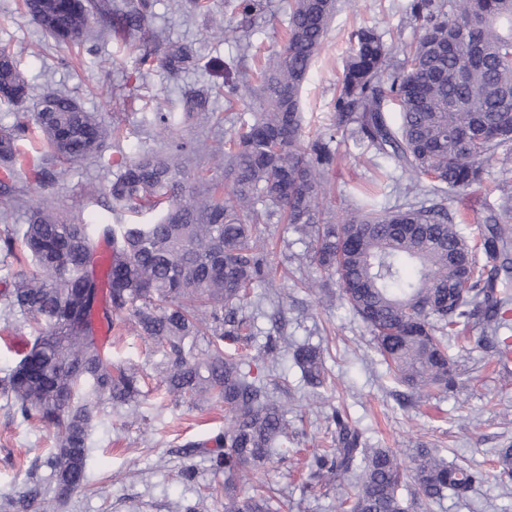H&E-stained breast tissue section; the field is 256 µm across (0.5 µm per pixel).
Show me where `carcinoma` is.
Masks as SVG:
<instances>
[{
    "label": "carcinoma",
    "mask_w": 512,
    "mask_h": 512,
    "mask_svg": "<svg viewBox=\"0 0 512 512\" xmlns=\"http://www.w3.org/2000/svg\"><path fill=\"white\" fill-rule=\"evenodd\" d=\"M37 24L61 44H77L98 17L107 33L138 38L161 48L160 64L175 72L198 66L192 50L150 25L151 0H23ZM225 39L241 46L238 27L193 0ZM250 16L264 0H236ZM338 0H288L283 49L253 65L224 62L227 103L248 99L251 120H242L224 143L203 159L190 143L174 137L179 121L156 112L153 124L163 147L138 156L113 175L112 211H155L147 224H92L78 214L61 216L54 199L28 206L18 235L0 238V255L39 274L15 273L10 312L35 332L30 348L0 377V396L22 421L57 431L42 464L50 469L58 498L86 482L88 431L100 405L131 403L141 395L133 365L115 364L100 345L102 327L127 315L161 352L155 367L166 393L191 405L224 404V432L215 437L222 453L224 512H271L273 496L242 497L238 484L288 443L285 410L266 385L245 371L246 359L224 344L252 337L251 289L270 275L261 224H288L309 238L310 262L337 276L336 300L370 329L397 383L417 393L445 392L455 377L447 337L475 323L484 340L507 327L512 290L498 287L512 277L507 247L512 241V201L485 219L482 248L501 260L489 274L476 271L472 246L443 207L431 197L465 191L484 180L492 163L512 165V0H455L448 15L439 0H414L420 23L413 45L386 43L361 27L345 61L334 123L305 140L301 92L320 55ZM30 86L16 56L0 51V102L16 107L13 124L0 132V189L36 168L33 139L54 156L81 162L103 151L107 129L64 91L44 94L36 111L25 104ZM399 110L397 127L384 111ZM368 142L374 155L389 157L405 176L406 201L380 207L348 195L341 210L326 204L328 175L336 162L337 133ZM224 166V184L207 176L208 161ZM110 251L100 254L95 240ZM293 359L305 382H326L320 349L294 345ZM330 444L318 449L310 476L319 483L350 474L336 485V512H413L450 491L464 496L485 480L469 466L445 460L437 448L420 447L410 458L421 503L402 497L404 469L388 448L362 447L361 433L340 417ZM498 481H512V448L498 452Z\"/></svg>",
    "instance_id": "cac0c4a2"
}]
</instances>
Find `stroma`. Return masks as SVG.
<instances>
[{
	"label": "stroma",
	"instance_id": "obj_1",
	"mask_svg": "<svg viewBox=\"0 0 512 512\" xmlns=\"http://www.w3.org/2000/svg\"><path fill=\"white\" fill-rule=\"evenodd\" d=\"M153 27L164 29L170 39L192 44L203 66L190 73L173 75L163 67L149 73L139 71V43L121 44L116 39L89 40L75 45L56 43L24 12L22 0H0V49L13 51L19 68L31 86L30 103L51 90L73 95L90 112L100 113L106 124L123 130L121 139L109 141L102 157L75 164L48 158L58 171L53 182H29L19 201L0 195V238L18 231L27 222V203L38 195L54 197L61 214L83 213L107 224H130L131 214L112 211L108 186L117 170L140 153L156 148L150 121L157 112L181 114L186 94L204 87L210 105L223 113L221 72L206 70L208 62L224 61L238 54L235 43L206 29L203 16L193 12L189 0H152ZM216 11L230 15L251 52L279 49L288 24L285 0H267L265 15L249 18L233 13L230 0H211ZM411 0H340L324 48L314 62L302 91L306 129L316 134L328 127L344 62L359 27H375L386 42L416 41L421 29L409 15ZM340 158L329 175L332 206H340L344 195L357 184L370 182L379 171H393L389 158L368 165L373 151L367 141L337 136ZM512 192V170L490 166L481 185L453 194L445 200L451 216L460 217L459 229L466 240L479 238L490 209L501 194ZM269 245L273 278L253 291L257 313L254 336L244 352L252 376L266 372L285 378L287 418L298 431L294 453L288 460L272 461L266 468L250 472L244 494L272 485L276 497L272 512H334L333 487L310 485L308 462L316 449L325 447L332 412L363 435L368 446L392 449L408 460L418 442L428 441L448 461L484 471L489 479L467 497H447L430 512H502L512 510V483L499 484L498 451L512 447V375L495 364L496 348L478 343L479 328L472 340L453 344L448 353L456 362L455 383L443 393L405 399V387L385 372L369 328L344 306L317 302L304 286L308 277L320 272L305 260V246L286 224L260 227ZM17 265L0 267V370L16 364L20 340L30 339L29 329L7 317L5 308ZM281 293L279 308L284 334L289 342L309 341L324 349L325 366L334 388H321L313 398L301 381L290 354L266 355L263 346L271 327L269 298ZM105 346L116 362L138 364L144 373V394L133 406L101 405L89 432L85 488L71 494L57 512H224L219 489L223 474L214 472L210 458L214 437L224 429V407L215 404L194 409L167 395L163 379L153 364L158 358L149 339L114 327ZM55 436L37 422H24L12 414L0 398V505L36 492L37 502L51 500L54 489L48 481H34L33 460L44 457ZM198 443L194 455H184L186 444ZM195 470L193 481L180 477L182 467Z\"/></svg>",
	"mask_w": 512,
	"mask_h": 512
}]
</instances>
